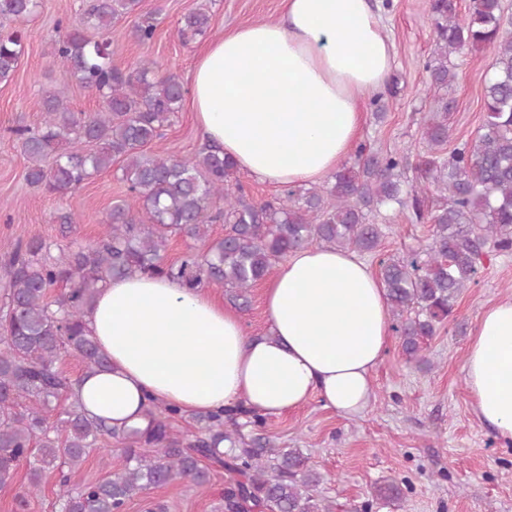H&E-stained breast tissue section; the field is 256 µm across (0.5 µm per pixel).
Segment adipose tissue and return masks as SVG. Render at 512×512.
I'll return each mask as SVG.
<instances>
[{
	"label": "adipose tissue",
	"mask_w": 512,
	"mask_h": 512,
	"mask_svg": "<svg viewBox=\"0 0 512 512\" xmlns=\"http://www.w3.org/2000/svg\"><path fill=\"white\" fill-rule=\"evenodd\" d=\"M371 0H284L280 18L210 44L192 75L191 107L207 142L275 186L319 182L353 151L367 94L394 68ZM268 333L202 288L135 274L98 291L86 323L107 371L78 377L92 416L146 429L148 400L203 415L245 407L280 417L319 398L350 418L373 400L392 333L386 289L355 252L296 251L263 290ZM462 370L480 423L512 445V298L487 306Z\"/></svg>",
	"instance_id": "ef3b65f1"
}]
</instances>
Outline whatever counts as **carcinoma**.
Here are the masks:
<instances>
[{"label": "carcinoma", "instance_id": "obj_1", "mask_svg": "<svg viewBox=\"0 0 512 512\" xmlns=\"http://www.w3.org/2000/svg\"><path fill=\"white\" fill-rule=\"evenodd\" d=\"M138 5L139 0H86L81 23L58 21L55 55L98 96L100 109L75 112L64 91H52L43 98L40 125L15 130L30 185L65 193L115 166L139 208L115 202L95 240L57 256L37 238L17 245L8 259L0 280V487L12 482L21 462L32 460L28 495L37 494L45 476L56 471L62 512H122L129 500L175 475L206 483V459L232 474L224 487V512H334L335 503L319 494L320 477L303 453L283 450L260 432L261 415L242 410L199 416L203 436L185 446L171 426L178 410L151 402L149 433H119L106 419L85 413L74 381L58 364L73 359L85 372L107 367L83 317L109 280L139 273L177 278L190 288L215 285L245 307L250 289L295 250L314 242L376 250L383 233L370 215L392 205L410 207L416 221L433 225L428 244L407 257L381 260L379 269L392 330L407 358L421 361L423 341L453 315L483 258L512 251V31L501 0H470L463 22L455 0L432 4L439 47L438 58L425 65V94L437 99L423 117L426 152L418 164L411 163L406 147L375 153L361 144L354 160L324 184L262 202L249 197L234 162L217 145L207 143L192 156L147 153L146 146L164 136L187 89L174 76H158L149 58L135 71L122 72L112 65L110 42L86 32L107 30ZM40 6L41 0H0V18L23 22ZM209 26V15L193 12L176 35L189 44ZM154 32V19L147 18L132 35L146 44ZM24 43V29L0 31V83L10 80ZM473 50L492 55L483 123L474 142L445 154L453 100L440 91L455 78L448 56ZM411 168L416 176L410 180ZM430 196L437 197L431 209ZM217 220L225 224L224 237L178 264L164 263L169 236L203 241ZM60 284L63 291L52 294ZM114 440L125 445V470L70 489L63 468H76L90 449ZM221 444L228 451H219ZM137 445L152 449L153 457L138 454Z\"/></svg>", "mask_w": 512, "mask_h": 512}]
</instances>
